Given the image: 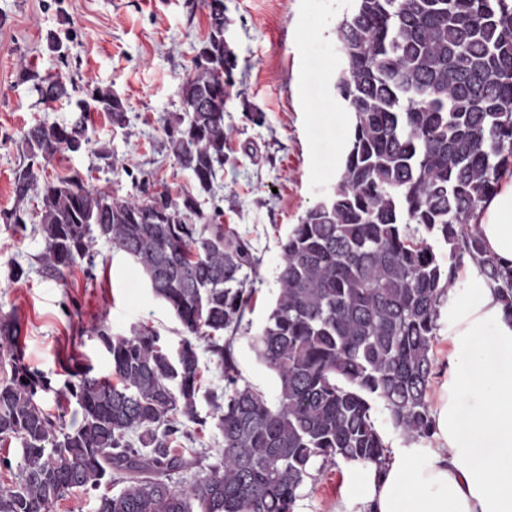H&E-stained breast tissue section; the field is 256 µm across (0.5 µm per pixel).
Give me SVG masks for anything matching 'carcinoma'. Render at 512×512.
<instances>
[{"mask_svg": "<svg viewBox=\"0 0 512 512\" xmlns=\"http://www.w3.org/2000/svg\"><path fill=\"white\" fill-rule=\"evenodd\" d=\"M209 32L181 83L182 112L166 119V149L193 185L174 196L88 189L78 171L39 182L59 153L93 142L85 114L128 125L127 102L95 86L68 124L22 135L17 202L35 212L49 271L93 261L92 243L123 251L189 338L173 356L155 331L97 329L117 382L79 369L65 384L78 406L70 425L38 400L51 382L24 363L16 318L0 313V443L20 440L19 470L0 486V512H51L72 489L97 491L98 512H293L299 489L338 462L382 475L391 452L373 416L382 404L408 442L433 437L429 391L441 308L470 259L512 311V265L484 246L477 211L512 173V0H353L337 26L336 89L353 114L345 162L329 195L279 241V295L255 336L279 383L275 400L239 384L231 342L255 292L262 259L251 242L203 209L215 196L228 138L214 93L234 63L224 56V0H207ZM46 47L68 67L59 34ZM46 103L67 95L62 75L25 69ZM224 367V404L211 417L224 448L186 488L167 482L188 465L178 435L203 424L195 341Z\"/></svg>", "mask_w": 512, "mask_h": 512, "instance_id": "carcinoma-1", "label": "carcinoma"}]
</instances>
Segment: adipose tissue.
<instances>
[{"mask_svg": "<svg viewBox=\"0 0 512 512\" xmlns=\"http://www.w3.org/2000/svg\"><path fill=\"white\" fill-rule=\"evenodd\" d=\"M478 230L501 262H512V187L480 211ZM448 376L434 409V447L394 457L383 475L357 464L369 512H512V315L492 292L477 303L449 300ZM494 336H486L487 328ZM473 403L462 407L460 396Z\"/></svg>", "mask_w": 512, "mask_h": 512, "instance_id": "1", "label": "adipose tissue"}]
</instances>
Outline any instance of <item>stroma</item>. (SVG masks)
I'll return each mask as SVG.
<instances>
[{"mask_svg": "<svg viewBox=\"0 0 512 512\" xmlns=\"http://www.w3.org/2000/svg\"><path fill=\"white\" fill-rule=\"evenodd\" d=\"M350 0H224V15L236 52V67L224 102L229 132L224 170L215 200L223 223L251 241L262 259L258 292L231 340L242 382L277 395L274 374L259 360L252 338L263 326L279 285L278 240L299 217L332 192L347 147L351 115L337 98L339 65L336 26ZM205 0H0V211L11 210L15 170L22 165L21 136L36 123H63L73 114L66 102L44 103L22 70L63 73L84 97L86 82L117 91L128 103L129 125L113 131L104 114L91 113L89 149L56 155L39 177L55 180L78 170L87 187L140 195L192 186L188 172L165 148L164 119L181 109L179 86L191 72L196 48L208 33ZM55 31L71 39V64L60 69L46 49ZM263 113V125L247 120ZM109 148L116 160L108 168L97 152ZM25 231L0 220V312L19 323L24 362L50 380L52 392L41 404L51 415H72L65 391L74 365L111 379L112 360L95 330L106 326L128 336L143 327L157 331L169 348L186 337L169 307L157 299L141 268L122 251L96 242L94 267L78 264L63 276L47 273L39 261L43 248L33 216L37 199L22 204ZM25 271L11 277L13 265ZM200 414L224 394V371L216 356L199 347ZM181 447L189 469L169 473L181 488L214 462L223 439L213 423L190 425ZM294 512H365L358 477L346 463L330 467L299 490Z\"/></svg>", "mask_w": 512, "mask_h": 512, "instance_id": "1", "label": "stroma"}]
</instances>
